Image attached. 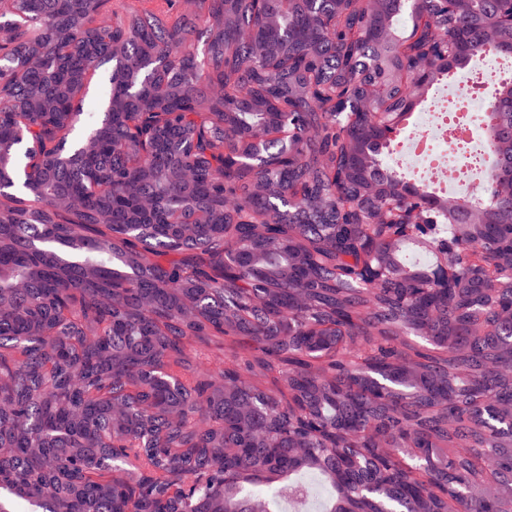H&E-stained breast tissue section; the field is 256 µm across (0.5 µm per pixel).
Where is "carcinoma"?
<instances>
[{
	"label": "carcinoma",
	"mask_w": 512,
	"mask_h": 512,
	"mask_svg": "<svg viewBox=\"0 0 512 512\" xmlns=\"http://www.w3.org/2000/svg\"><path fill=\"white\" fill-rule=\"evenodd\" d=\"M107 2L0 0V66L19 73L0 113L25 94L65 99L108 62L107 96L123 100L37 134L46 153L80 148L79 127L99 134V166L118 181L91 213L47 208L82 186L79 169L58 167L34 190L13 173L0 181V512H251L257 500L265 512H287L285 501L501 512V500L458 489L490 476L512 485V376L491 372L512 363V81L496 92L485 141L490 223L469 224L467 200L452 220L432 208L425 242L394 237L395 221H361L369 185L400 211L411 184L383 165L390 136L358 108L372 98L400 125L412 97L474 58L512 59L511 43L492 51L483 33L512 0H380L374 12L365 0H297L286 13L278 0H200L194 19L119 0L97 25ZM417 9L452 52L415 89L404 49L430 44ZM43 19L74 41L100 34L96 59L27 66ZM161 72L196 98L224 83V109L207 119L186 98L163 116L144 110ZM287 121L292 160L261 165L260 154L279 158ZM132 123L161 126L142 165ZM255 128L267 134L259 144ZM0 144L27 165L32 143L7 118ZM190 159L198 178L177 192L173 172ZM143 193L154 209L140 208ZM188 206L207 223H167ZM443 258L447 284L410 287ZM19 277L25 296L11 288ZM226 338L249 357L216 375L205 349L187 352ZM115 402L128 408L118 419ZM373 429L405 451L379 459ZM107 461L127 479L110 481ZM46 482L60 492L51 503L39 501ZM366 485L384 495L361 497Z\"/></svg>",
	"instance_id": "1"
}]
</instances>
